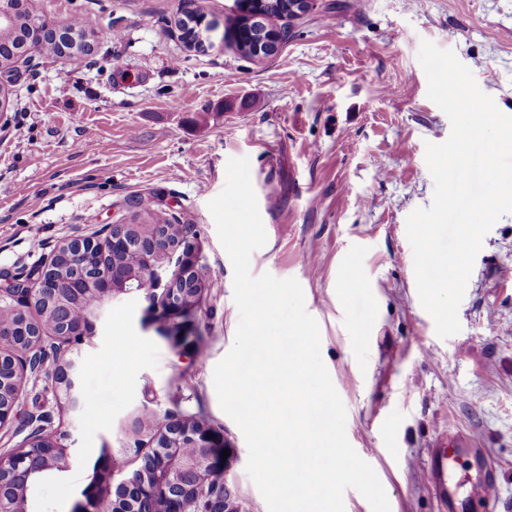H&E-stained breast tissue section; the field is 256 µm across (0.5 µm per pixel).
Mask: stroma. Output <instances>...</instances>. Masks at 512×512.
<instances>
[{
    "label": "stroma",
    "instance_id": "1",
    "mask_svg": "<svg viewBox=\"0 0 512 512\" xmlns=\"http://www.w3.org/2000/svg\"><path fill=\"white\" fill-rule=\"evenodd\" d=\"M26 6L58 26L85 16L116 36L93 39L80 57L34 52L16 67L0 112V289L64 239L150 213L182 224L207 283L179 343L142 295L105 305L77 348L91 407H59L50 378L26 383L24 412H49V428L74 442L71 468L31 488L30 512H70L102 453L137 468L150 415L165 411L222 431L230 490L243 512H267L213 382L239 313L208 203L239 157L267 233L251 272L301 284L348 440L391 512H438L421 462L461 442L489 457L500 506L512 512V214L484 236L461 330L445 339L420 304L406 236L407 216L433 196L425 145L451 132L427 96L420 43L453 50L512 115V0H317L261 62L233 44L239 0ZM187 7L217 25L207 50L181 39L176 18Z\"/></svg>",
    "mask_w": 512,
    "mask_h": 512
}]
</instances>
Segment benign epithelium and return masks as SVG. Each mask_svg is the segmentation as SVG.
<instances>
[{"label":"benign epithelium","mask_w":512,"mask_h":512,"mask_svg":"<svg viewBox=\"0 0 512 512\" xmlns=\"http://www.w3.org/2000/svg\"><path fill=\"white\" fill-rule=\"evenodd\" d=\"M187 24L197 33L198 47H206V33L216 26L204 16L192 17ZM30 28L28 47L12 51L10 60L0 64L1 91L14 76L16 58L29 54L42 39L65 33L34 17ZM282 41L280 31L268 30L258 44L259 57L276 55ZM175 228L173 233L167 226H156L146 233L136 224H111L90 236L69 238L30 278L4 289L0 301L9 300L11 319H0V340L9 342L6 348L0 346V432L16 419L24 381L39 377L50 358L55 359L56 397L73 412L81 409L78 368L69 354L95 331L105 304L140 293L169 321L192 314L204 288L197 265L185 258L170 279L162 278L166 262L183 244L181 225ZM93 255L110 256L112 263L92 265L88 258ZM90 294L97 296L98 306L73 320L72 311ZM32 311L39 318H32ZM47 419L44 412L30 417L37 426L16 448L0 452V512H29L30 488L69 469L70 454L62 437L41 425ZM146 447L140 465L117 483L114 460L107 458L72 512H241L228 485L219 479L226 468L219 431L170 413Z\"/></svg>","instance_id":"obj_1"}]
</instances>
